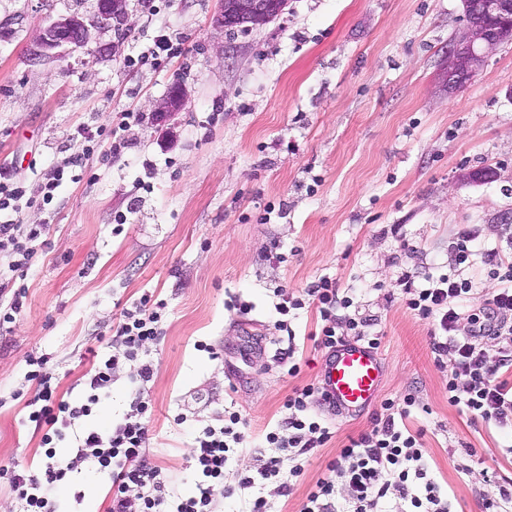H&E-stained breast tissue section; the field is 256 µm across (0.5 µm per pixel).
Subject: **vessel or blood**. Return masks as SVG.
I'll list each match as a JSON object with an SVG mask.
<instances>
[{
	"label": "vessel or blood",
	"mask_w": 512,
	"mask_h": 512,
	"mask_svg": "<svg viewBox=\"0 0 512 512\" xmlns=\"http://www.w3.org/2000/svg\"><path fill=\"white\" fill-rule=\"evenodd\" d=\"M383 378L384 365L378 352L348 340L327 353L318 388L326 403L361 413L377 400Z\"/></svg>",
	"instance_id": "b4317fda"
}]
</instances>
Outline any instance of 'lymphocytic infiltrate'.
Wrapping results in <instances>:
<instances>
[{
    "label": "lymphocytic infiltrate",
    "instance_id": "obj_1",
    "mask_svg": "<svg viewBox=\"0 0 512 512\" xmlns=\"http://www.w3.org/2000/svg\"><path fill=\"white\" fill-rule=\"evenodd\" d=\"M49 232L45 224L0 223V258H6L11 279L0 280V327L15 322L24 306L25 289L14 275L29 269L37 248ZM490 278L499 286L474 298L471 281L456 274H444L417 287L412 276L400 280L402 300L420 319L432 325L431 346L436 356L453 355L448 372V402L469 414L471 421L512 432V257L498 252L484 256ZM478 302V313L471 320L476 327L466 335L458 334L457 324L464 303ZM314 306L323 322L316 343L332 349L343 339V331L353 332L357 340L379 348L380 337L370 335L365 319L351 317L352 302L339 293L335 279L319 278L302 296L283 295L276 310L280 330H287L290 311ZM164 300L143 294L132 309L126 310L112 339V353L102 358L84 380L81 396L63 400L56 396V374L47 356H28V380L36 384L28 399L27 420L43 433L46 462L40 473L17 467H0V477L8 476L20 512H57L55 493L59 485L70 481L83 466H91L109 485L106 512H216L215 505L224 491V468L231 448L242 444L245 421L238 412L224 416L220 428L203 430L194 439L192 456L196 463V490L193 494L170 497L161 478V469L148 450V420L151 403L136 395L130 410L108 431H100L93 422V408L112 388V377L120 361L137 362L133 377L144 385L153 378L148 348L162 334L166 315ZM493 333L499 341L496 349L485 348L480 338ZM318 394L317 387L293 389L286 398L282 422L287 434L271 430L265 440L277 448L250 475L240 481L241 488L279 477L284 462H291V476H300L313 449L324 447L332 438L328 426L309 413ZM417 404L415 394L388 398L375 418L371 430L350 438L340 457L328 461L310 489L302 512H340L339 490L349 494L348 512H378L389 491L398 492L409 504V512H452L448 495L434 476L422 430L411 429L407 421ZM68 441L67 457H57L55 442Z\"/></svg>",
    "mask_w": 512,
    "mask_h": 512
}]
</instances>
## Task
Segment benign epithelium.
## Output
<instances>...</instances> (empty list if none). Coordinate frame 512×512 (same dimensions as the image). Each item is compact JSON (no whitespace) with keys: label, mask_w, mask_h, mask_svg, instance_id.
I'll return each mask as SVG.
<instances>
[{"label":"benign epithelium","mask_w":512,"mask_h":512,"mask_svg":"<svg viewBox=\"0 0 512 512\" xmlns=\"http://www.w3.org/2000/svg\"><path fill=\"white\" fill-rule=\"evenodd\" d=\"M465 27L454 37L443 67V87L453 94L471 80L488 58L506 42H512V0H462ZM288 0H218L213 25L229 35L236 30L249 31L267 25L281 16ZM126 0H97L90 16L79 13L62 15L51 21L38 35L32 59L54 54L60 48L84 50L82 62L93 65L101 52L87 48L90 29L112 32L121 37V28L127 25ZM186 100L181 85L158 100L152 117L164 120L173 112L181 111Z\"/></svg>","instance_id":"obj_1"}]
</instances>
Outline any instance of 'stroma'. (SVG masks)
<instances>
[{"label":"stroma","instance_id":"obj_1","mask_svg":"<svg viewBox=\"0 0 512 512\" xmlns=\"http://www.w3.org/2000/svg\"><path fill=\"white\" fill-rule=\"evenodd\" d=\"M94 4L0 0V164L13 162L25 182L16 220L50 226L23 279L24 308L0 331V465L34 473L44 456L24 421L27 356L49 355L69 392L150 293L167 304L144 390L168 489L192 493L191 446L228 409L246 420L224 471L237 485L270 455L265 435L286 397L317 384L326 356L313 339L316 309L291 311L289 331L278 329L276 291L298 296L329 276L382 338L380 398L418 396L409 425L423 430L454 512H485L512 480V436L449 405L431 324L407 309L399 279L420 286L449 273L451 246L469 228L477 254L464 276L478 296L495 286L480 255L512 245V43L450 95L441 64L465 25L461 0H289L271 23L231 36L211 23L216 0H156L152 13L128 0L117 53L91 66L78 52L31 61L50 20ZM162 35L182 52L155 62L149 50ZM179 83L185 106L157 125L155 102ZM127 112L137 121L123 124ZM86 125L117 131L124 149L94 145L75 180L43 203L44 169L69 165ZM482 168L496 179L462 180ZM291 343L293 358L282 357ZM132 372L116 370L98 427L127 411ZM313 411L334 435L289 494L266 484L271 512H301L326 463L376 414ZM76 482L58 492L62 512H105L106 482L90 468Z\"/></svg>","mask_w":512,"mask_h":512}]
</instances>
